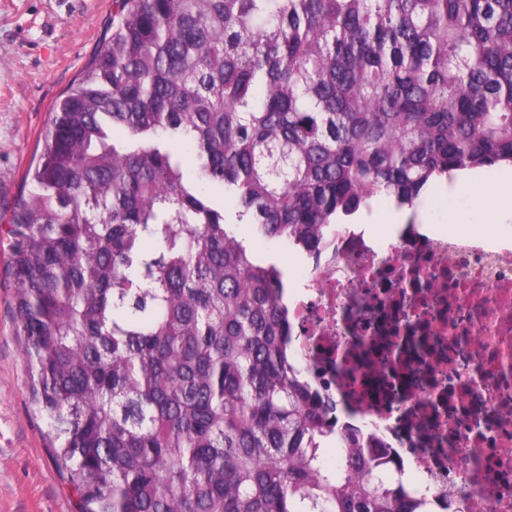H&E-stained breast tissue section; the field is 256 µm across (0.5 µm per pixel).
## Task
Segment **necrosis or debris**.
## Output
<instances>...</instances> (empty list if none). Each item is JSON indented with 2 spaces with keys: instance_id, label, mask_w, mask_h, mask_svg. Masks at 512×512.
Wrapping results in <instances>:
<instances>
[{
  "instance_id": "obj_1",
  "label": "necrosis or debris",
  "mask_w": 512,
  "mask_h": 512,
  "mask_svg": "<svg viewBox=\"0 0 512 512\" xmlns=\"http://www.w3.org/2000/svg\"><path fill=\"white\" fill-rule=\"evenodd\" d=\"M292 351L342 426L450 512H512V239L387 244L341 224L288 297Z\"/></svg>"
}]
</instances>
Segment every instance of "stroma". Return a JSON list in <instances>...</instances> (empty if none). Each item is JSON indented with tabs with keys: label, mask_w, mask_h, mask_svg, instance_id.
<instances>
[{
	"label": "stroma",
	"mask_w": 512,
	"mask_h": 512,
	"mask_svg": "<svg viewBox=\"0 0 512 512\" xmlns=\"http://www.w3.org/2000/svg\"><path fill=\"white\" fill-rule=\"evenodd\" d=\"M111 17L112 0H0V225L24 191L53 105L78 82ZM474 177L494 195L512 196V179L494 166L438 183L412 209L378 198L356 221L372 225L381 239L387 236L385 218L395 211L440 232L478 228L483 205L467 191ZM224 216L238 238L283 268L287 288L298 285L305 255L238 223L233 199H225ZM10 244L9 237H0V512H78L77 495L59 472L42 435L43 421L28 399L8 287Z\"/></svg>",
	"instance_id": "35a3bbf8"
}]
</instances>
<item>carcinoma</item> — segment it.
<instances>
[{"instance_id": "obj_1", "label": "carcinoma", "mask_w": 512, "mask_h": 512, "mask_svg": "<svg viewBox=\"0 0 512 512\" xmlns=\"http://www.w3.org/2000/svg\"><path fill=\"white\" fill-rule=\"evenodd\" d=\"M500 164L512 0H113L7 230L29 399L79 512H428L340 431L282 270L207 188L316 256L374 198Z\"/></svg>"}]
</instances>
